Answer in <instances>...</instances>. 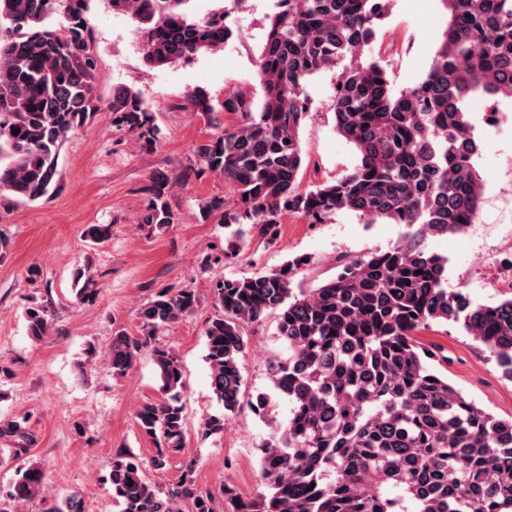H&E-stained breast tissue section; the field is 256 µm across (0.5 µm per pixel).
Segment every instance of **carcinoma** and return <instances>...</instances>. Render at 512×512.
<instances>
[{"label":"carcinoma","mask_w":512,"mask_h":512,"mask_svg":"<svg viewBox=\"0 0 512 512\" xmlns=\"http://www.w3.org/2000/svg\"><path fill=\"white\" fill-rule=\"evenodd\" d=\"M136 23L143 58L173 65L232 37L224 8L199 14L194 0H108ZM390 0H275L256 79L258 109L238 94L224 111L242 121L197 147L209 173L231 183L228 205L212 200L208 213L269 240L289 212L322 223L341 210L366 223L415 228L403 245L340 265L308 292L294 291L293 268L221 278L211 294L217 312L207 321L210 386L222 411L205 418L216 434L241 407L242 326L276 313V336L288 356L269 363L273 388L288 400L285 422L261 448L264 491L239 499L224 486L234 512H512V419L479 407L433 368L442 356L419 340L433 324H456L482 345L512 379V297L475 304L448 290L447 260L428 253V236L460 232L473 223L483 182L476 168L480 140L467 101L490 96L512 101V0H442L448 23L424 79L396 93L375 50L376 29ZM88 0H0V201L33 202L58 188L60 149L69 134L104 110L139 138L157 130L138 95L117 87L102 107ZM343 66L334 88L336 130L358 154L344 176L300 190V128L309 111L305 85L323 69ZM192 111L213 122L203 90L188 97ZM19 130L13 134V130ZM178 178L154 174L144 186L140 223L160 230L178 221L170 205ZM111 225L92 224V246L109 240ZM76 295L96 291L91 269L76 271ZM198 303L188 288L156 293L139 311L146 335L120 332L106 352L112 375L132 368L136 353L152 347L160 398L136 412L140 430L159 443L153 467L184 447L187 419L179 404L184 386L178 357L157 342L161 328ZM28 336L51 329L42 306L26 311ZM16 455L28 452L25 422L0 425ZM194 463L167 491L143 479L128 450L112 457L109 482L119 512H217L212 493L192 479ZM45 476L31 463L17 470L10 498L39 494ZM44 512H84L75 494Z\"/></svg>","instance_id":"obj_1"}]
</instances>
